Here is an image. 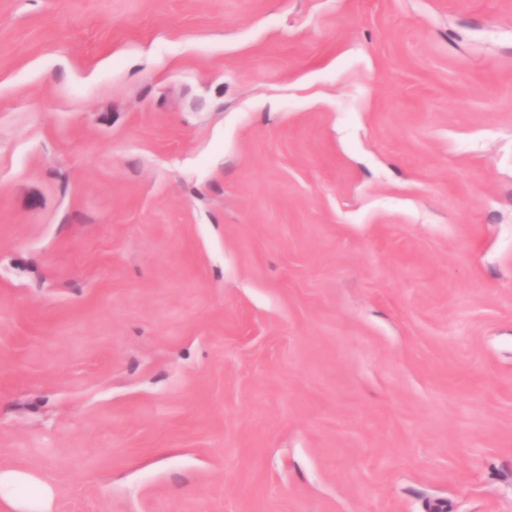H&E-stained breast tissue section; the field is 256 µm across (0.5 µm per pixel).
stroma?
<instances>
[{
    "instance_id": "stroma-1",
    "label": "stroma",
    "mask_w": 512,
    "mask_h": 512,
    "mask_svg": "<svg viewBox=\"0 0 512 512\" xmlns=\"http://www.w3.org/2000/svg\"><path fill=\"white\" fill-rule=\"evenodd\" d=\"M0 469L512 512V0H0Z\"/></svg>"
}]
</instances>
